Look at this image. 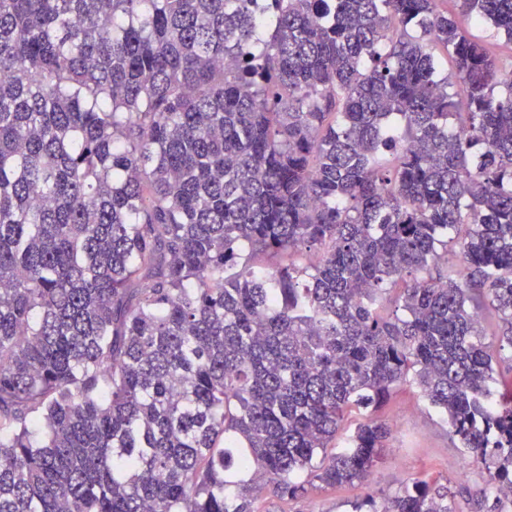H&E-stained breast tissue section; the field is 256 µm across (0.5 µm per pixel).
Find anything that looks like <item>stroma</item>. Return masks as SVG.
I'll use <instances>...</instances> for the list:
<instances>
[{
  "instance_id": "35a3bbf8",
  "label": "stroma",
  "mask_w": 512,
  "mask_h": 512,
  "mask_svg": "<svg viewBox=\"0 0 512 512\" xmlns=\"http://www.w3.org/2000/svg\"><path fill=\"white\" fill-rule=\"evenodd\" d=\"M377 416L388 421L391 434L367 481L319 488L294 500L278 499L266 489L255 496V512H352V502L370 495L383 500L416 479L447 483L453 490L478 495L483 486L482 467L450 435L447 423L416 386L395 390Z\"/></svg>"
}]
</instances>
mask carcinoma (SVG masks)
<instances>
[{
    "instance_id": "cac0c4a2",
    "label": "carcinoma",
    "mask_w": 512,
    "mask_h": 512,
    "mask_svg": "<svg viewBox=\"0 0 512 512\" xmlns=\"http://www.w3.org/2000/svg\"><path fill=\"white\" fill-rule=\"evenodd\" d=\"M484 319L512 346V54L448 0H0V512L360 483L407 383L505 512Z\"/></svg>"
}]
</instances>
